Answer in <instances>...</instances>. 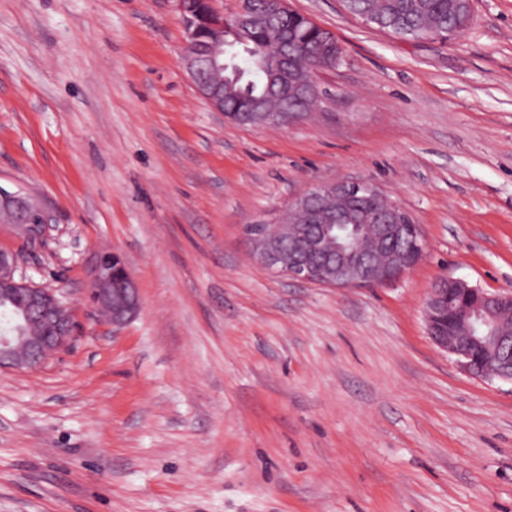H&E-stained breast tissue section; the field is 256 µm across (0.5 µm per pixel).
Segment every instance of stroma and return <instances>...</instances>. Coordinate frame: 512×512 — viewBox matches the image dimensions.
<instances>
[{"label": "stroma", "instance_id": "obj_1", "mask_svg": "<svg viewBox=\"0 0 512 512\" xmlns=\"http://www.w3.org/2000/svg\"><path fill=\"white\" fill-rule=\"evenodd\" d=\"M289 5L343 58L317 111L256 128L198 93L174 0H0V188L52 216L0 249L76 324L0 371V512H512V382L423 314L442 276L512 291V0L445 43ZM343 178L421 225L412 269L329 288L250 260L245 225ZM102 249L140 294L118 327L87 301Z\"/></svg>", "mask_w": 512, "mask_h": 512}]
</instances>
